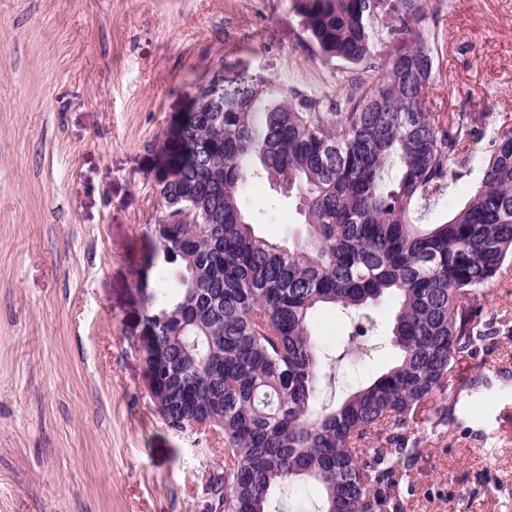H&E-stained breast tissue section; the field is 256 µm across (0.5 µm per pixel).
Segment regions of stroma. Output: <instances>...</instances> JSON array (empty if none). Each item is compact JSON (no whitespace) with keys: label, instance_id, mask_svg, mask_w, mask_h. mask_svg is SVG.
Instances as JSON below:
<instances>
[{"label":"stroma","instance_id":"1","mask_svg":"<svg viewBox=\"0 0 512 512\" xmlns=\"http://www.w3.org/2000/svg\"><path fill=\"white\" fill-rule=\"evenodd\" d=\"M430 111L512 131V0H429ZM274 95L342 100L383 71L325 62L293 0H0V512H209L219 462L207 431L153 412L127 345L141 287L164 269L149 226L156 144L192 101L239 77ZM244 209L282 245L304 231L295 199L250 176ZM492 337L461 359L416 420L407 512H512V269L483 288ZM396 303L312 314L335 377L324 402L388 370Z\"/></svg>","mask_w":512,"mask_h":512}]
</instances>
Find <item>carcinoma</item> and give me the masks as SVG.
<instances>
[{"label":"carcinoma","mask_w":512,"mask_h":512,"mask_svg":"<svg viewBox=\"0 0 512 512\" xmlns=\"http://www.w3.org/2000/svg\"><path fill=\"white\" fill-rule=\"evenodd\" d=\"M328 62L370 63L378 0H294ZM394 54L379 83L358 81L324 108L266 82L224 89V112L184 128L178 216L158 234L164 270L144 303L151 336L128 338L150 378L154 413L178 433L216 434L224 460L208 493L220 512H278L280 484L321 487L318 512H406L400 483L421 440L415 413L447 391L457 361L489 339L479 290L512 258V133L495 137L427 108L434 54L417 27L422 0H392ZM298 199L305 233L285 247L259 236L242 205L254 164ZM480 182L450 218L423 230L453 181ZM397 302V362L333 408L319 401L323 361L310 331L322 305Z\"/></svg>","instance_id":"1"}]
</instances>
